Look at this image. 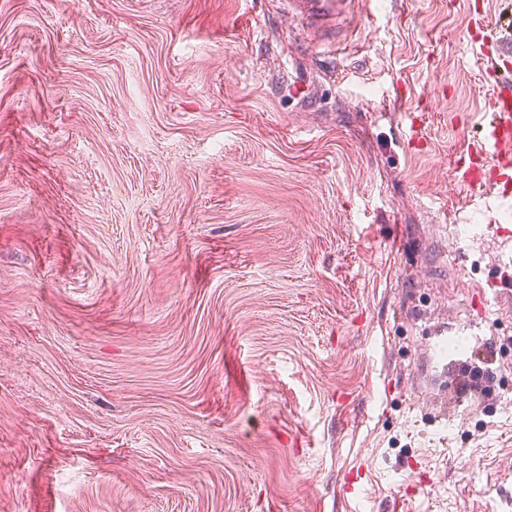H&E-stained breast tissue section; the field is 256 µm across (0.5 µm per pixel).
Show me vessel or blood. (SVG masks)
Instances as JSON below:
<instances>
[{
	"mask_svg": "<svg viewBox=\"0 0 512 512\" xmlns=\"http://www.w3.org/2000/svg\"><path fill=\"white\" fill-rule=\"evenodd\" d=\"M294 27L314 47L335 46L354 20L359 0H281ZM497 50L473 47L479 64L494 84L487 112L482 115L477 148L455 163V178L478 195L484 206L512 200V14L492 24Z\"/></svg>",
	"mask_w": 512,
	"mask_h": 512,
	"instance_id": "vessel-or-blood-1",
	"label": "vessel or blood"
}]
</instances>
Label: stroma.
<instances>
[{"label":"stroma","mask_w":512,"mask_h":512,"mask_svg":"<svg viewBox=\"0 0 512 512\" xmlns=\"http://www.w3.org/2000/svg\"><path fill=\"white\" fill-rule=\"evenodd\" d=\"M479 39L0 0V512H512V207L448 190Z\"/></svg>","instance_id":"stroma-1"}]
</instances>
